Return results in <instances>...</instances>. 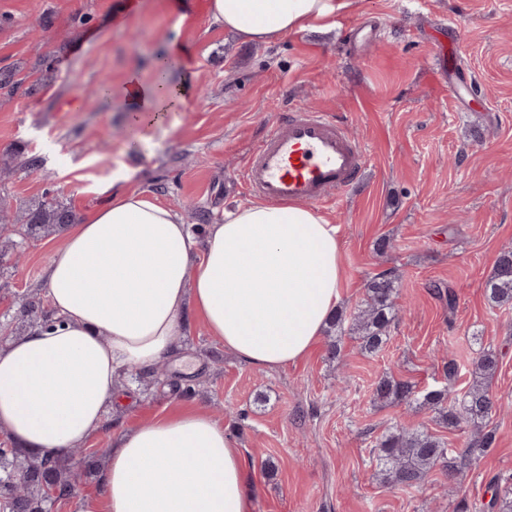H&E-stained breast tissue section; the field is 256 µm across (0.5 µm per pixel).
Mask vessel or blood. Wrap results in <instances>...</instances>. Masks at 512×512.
I'll list each match as a JSON object with an SVG mask.
<instances>
[{"instance_id": "1", "label": "vessel or blood", "mask_w": 512, "mask_h": 512, "mask_svg": "<svg viewBox=\"0 0 512 512\" xmlns=\"http://www.w3.org/2000/svg\"><path fill=\"white\" fill-rule=\"evenodd\" d=\"M366 163L345 123L297 108L281 114L254 145L238 179L250 197L319 206L341 200Z\"/></svg>"}]
</instances>
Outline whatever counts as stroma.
Instances as JSON below:
<instances>
[{"instance_id": "35a3bbf8", "label": "stroma", "mask_w": 512, "mask_h": 512, "mask_svg": "<svg viewBox=\"0 0 512 512\" xmlns=\"http://www.w3.org/2000/svg\"><path fill=\"white\" fill-rule=\"evenodd\" d=\"M0 0V197L19 209L52 194L78 218L104 206V186L133 170L131 189L174 208L198 237L224 210L249 204L235 180L255 143L283 112L308 108L345 121L368 163L344 198L319 212L341 242L342 302L353 319L371 276L399 274L398 320L386 347L361 351L343 331L341 356L327 341L297 364L268 369L225 351L189 320L177 351L184 364L134 372L123 404L108 407L84 443L107 448L124 427L189 404L228 427L249 471L251 512H453L466 500L489 512L493 478L512 476V306L485 297V281L512 247V0H355L330 32L288 35L267 46L226 39L207 0ZM377 23L356 46L348 30ZM453 25L460 47L448 55L475 75L480 92L454 98L433 68V44ZM178 43L172 81L195 89L162 126L138 136L119 89L129 70L153 79L157 54ZM114 94L104 108L88 95L102 80ZM42 161L38 173L12 153ZM390 247L377 254L376 243ZM63 240L49 232L27 240L20 257L0 260V324L16 322L22 299L45 298L44 270ZM453 288L455 307L432 292ZM501 351L490 390L500 409L495 440L462 479L434 469L417 489L384 484L372 448L395 425L428 431L452 448L471 429L445 428L434 412L374 401L380 376L423 390L443 382L444 360L462 370L463 394L481 349Z\"/></svg>"}]
</instances>
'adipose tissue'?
I'll list each match as a JSON object with an SVG mask.
<instances>
[{
	"instance_id": "1",
	"label": "adipose tissue",
	"mask_w": 512,
	"mask_h": 512,
	"mask_svg": "<svg viewBox=\"0 0 512 512\" xmlns=\"http://www.w3.org/2000/svg\"><path fill=\"white\" fill-rule=\"evenodd\" d=\"M353 0H208L226 34L268 45L329 28ZM188 82L129 71L121 93L133 125L162 124ZM336 225L302 204L251 203L198 239L144 191L69 225L45 269L55 321L0 348V432L53 456L101 426L133 370L171 356L188 316L257 367L308 355L342 298ZM238 444L209 414L181 409L119 431L93 512H249Z\"/></svg>"
}]
</instances>
